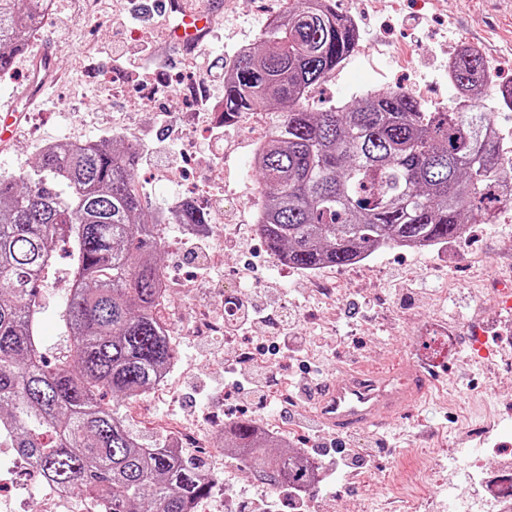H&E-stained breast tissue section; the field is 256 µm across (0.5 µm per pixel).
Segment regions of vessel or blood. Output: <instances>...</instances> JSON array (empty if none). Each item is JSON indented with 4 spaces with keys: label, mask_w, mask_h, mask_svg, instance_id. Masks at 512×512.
Here are the masks:
<instances>
[{
    "label": "vessel or blood",
    "mask_w": 512,
    "mask_h": 512,
    "mask_svg": "<svg viewBox=\"0 0 512 512\" xmlns=\"http://www.w3.org/2000/svg\"><path fill=\"white\" fill-rule=\"evenodd\" d=\"M208 19L205 12L183 14L173 34L185 45H199L207 34ZM428 392V378L416 365L375 374L358 367L343 368L314 396L306 415L338 435L376 431L419 404Z\"/></svg>",
    "instance_id": "b4317fda"
}]
</instances>
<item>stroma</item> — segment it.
Here are the masks:
<instances>
[{
    "label": "stroma",
    "mask_w": 512,
    "mask_h": 512,
    "mask_svg": "<svg viewBox=\"0 0 512 512\" xmlns=\"http://www.w3.org/2000/svg\"><path fill=\"white\" fill-rule=\"evenodd\" d=\"M219 2L212 32L201 45L214 61L206 78L184 70L192 53L176 44L168 29L157 27L162 11L157 0H137L136 18L119 33L109 13L87 14L84 0H54L34 38L58 72L47 95L27 105L32 79L27 57L0 74V94L11 95L26 114L14 142L0 151V175L26 174L39 149L50 142H127L134 128L153 139L163 137L158 116L167 114L169 124L182 134L185 160L168 178L139 162L136 181L151 212L168 210L179 197L198 198L213 216L203 246L218 257L221 268L212 279L197 280L198 262L187 252L188 236L181 225L169 224L161 263L175 287L163 316L177 364L168 393L151 392L119 403L129 429L152 445L173 422L193 424L204 445L186 454L203 461L221 483L219 492L207 499L211 508L230 493L241 503L263 494L250 471L224 454L229 421L260 417L290 432L293 447L322 444L327 432L306 422L304 398H295L288 417L281 413L285 405L278 394L261 405L250 402L231 385L233 366L219 353L198 348L193 318L200 305H220L230 286L242 299L263 290L282 311L296 312L295 335L319 337L322 381L353 364L392 368L414 363L431 379L428 398L398 416L387 433L338 437L348 463L322 457L328 477L315 495L323 512H335L340 498L348 512H459L460 500L448 497L446 487L452 483L458 491L467 490L476 449L494 444L504 452L512 448V373L500 372L499 355H465L474 325H487L493 345L512 333V313L502 312L498 303L499 288L512 286V202L501 208L495 223L466 225L460 238L438 251L382 248L362 264L313 272L277 264L251 226L260 205L251 115L223 127V140L209 141L210 128L222 127L221 117L211 111L198 118L190 92L207 79L223 80L238 46L258 42L267 18L285 0ZM336 7L360 10L361 49L311 90L312 111L351 103L360 93L394 89L419 92L431 108L448 106L455 94L448 59L467 44L483 53L491 70L493 85L479 100L482 111L493 113L499 127L512 130V107L496 96L497 87L512 86V0H426L422 6L416 0H380L375 9L362 0H336ZM119 38L132 52L151 47L156 74L169 82V91L137 87L133 76L113 70L107 56L92 54V47ZM218 164L224 177L216 182L209 174ZM68 262L67 255H59V271L42 290L36 323L42 352L51 362L66 346L61 311ZM422 452L431 463L428 493L403 499L386 495L387 487L401 481L403 465Z\"/></svg>",
    "instance_id": "35a3bbf8"
}]
</instances>
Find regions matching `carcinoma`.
<instances>
[{"instance_id": "carcinoma-1", "label": "carcinoma", "mask_w": 512, "mask_h": 512, "mask_svg": "<svg viewBox=\"0 0 512 512\" xmlns=\"http://www.w3.org/2000/svg\"><path fill=\"white\" fill-rule=\"evenodd\" d=\"M52 0H0V73L9 71ZM360 40L333 0H288L259 44L224 76V124L243 112L279 117L274 139L254 158L260 174L258 230L271 256L300 270L346 267L390 246L446 243L466 224H488L512 200V135L475 101L490 72L462 48L448 77L470 103L431 109L391 90L312 112L309 91L336 72ZM139 150L110 140L58 142L38 152L28 180L0 175V436L34 460L42 483L94 492L112 512H195L217 483L203 467L159 442L145 445L102 402L143 396L175 363L158 315L157 259L164 213L144 218L133 188ZM178 224H208L188 204ZM69 244L71 341L49 366L34 319L40 288ZM273 440L244 418L224 448L277 492L302 486L316 459Z\"/></svg>"}]
</instances>
